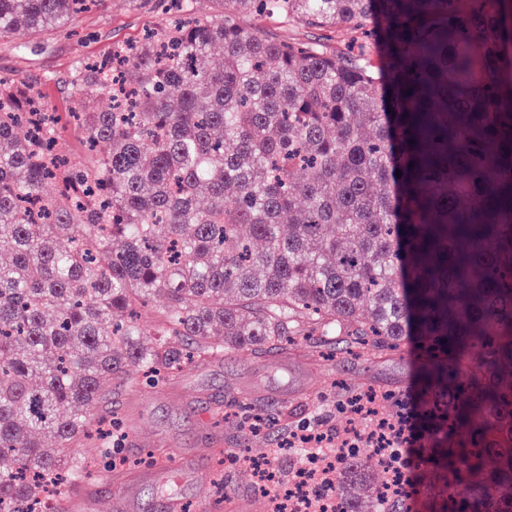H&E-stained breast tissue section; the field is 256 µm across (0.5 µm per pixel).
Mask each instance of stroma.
<instances>
[{
  "mask_svg": "<svg viewBox=\"0 0 512 512\" xmlns=\"http://www.w3.org/2000/svg\"><path fill=\"white\" fill-rule=\"evenodd\" d=\"M169 0H105L78 14L66 27L42 37L20 33L0 40V76L25 74L45 79L44 94L54 111L67 114L73 101L68 76L73 64L109 52L114 43L132 41L147 29L169 20ZM327 344H301L287 355L261 351L235 352L187 369L156 386L109 384L99 404L104 415L122 417L127 437L123 455L139 459L146 449L157 455H175L187 463L179 484L140 476L138 469L121 476L102 473L89 485L79 512H114L117 500L131 501V512H164L169 493L191 503L195 512H267L257 492L256 478L246 466L226 470L224 508L216 510L210 483L201 481V469H214L217 449L250 447L259 456L279 449L274 465L281 478H290L306 455L305 449L280 450L290 432L306 422L323 421L334 437H341L349 416L334 397L333 386L358 389L367 385L394 394L397 404L380 408L385 416L400 408L412 413L406 456L416 461L428 430L419 411L425 401L422 379L436 358L422 337H407L397 351L366 356L337 355L326 360ZM246 417L259 411L268 424L250 435L234 422H221L218 411Z\"/></svg>",
  "mask_w": 512,
  "mask_h": 512,
  "instance_id": "1",
  "label": "stroma"
}]
</instances>
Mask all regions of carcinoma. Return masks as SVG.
Instances as JSON below:
<instances>
[{
    "instance_id": "obj_1",
    "label": "carcinoma",
    "mask_w": 512,
    "mask_h": 512,
    "mask_svg": "<svg viewBox=\"0 0 512 512\" xmlns=\"http://www.w3.org/2000/svg\"><path fill=\"white\" fill-rule=\"evenodd\" d=\"M85 2L0 0V40ZM178 2L184 21L112 46V74L72 67L79 162L39 81L0 76V512H63L99 463L124 469L122 423L96 408L129 368L170 378L317 330L332 356L413 331L448 356L427 379L448 403L423 410V512H512V0ZM295 25L350 47L280 34ZM406 470L376 483L346 450L332 492L342 512H411L383 493Z\"/></svg>"
}]
</instances>
